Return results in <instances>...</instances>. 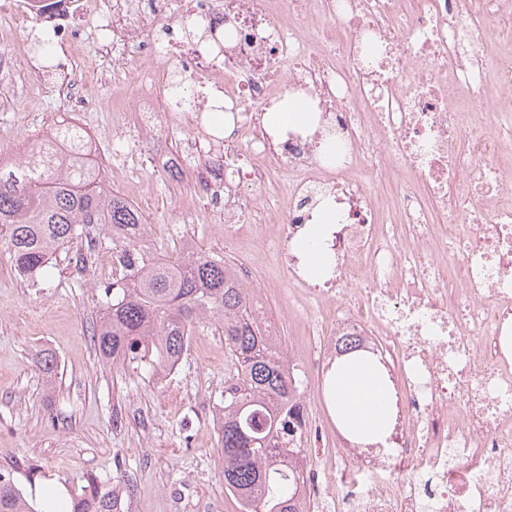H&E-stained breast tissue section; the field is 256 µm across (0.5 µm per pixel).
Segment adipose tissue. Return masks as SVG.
<instances>
[{"label": "adipose tissue", "instance_id": "obj_1", "mask_svg": "<svg viewBox=\"0 0 512 512\" xmlns=\"http://www.w3.org/2000/svg\"><path fill=\"white\" fill-rule=\"evenodd\" d=\"M313 107L305 95L287 93L266 113L265 128L279 138L291 133L308 135L317 121ZM336 227V205L324 201L290 243L307 280L320 283L332 276L336 259L326 242ZM325 389L330 411L346 436L364 446L386 445L393 421V394L377 360L360 353L342 357L329 370Z\"/></svg>", "mask_w": 512, "mask_h": 512}]
</instances>
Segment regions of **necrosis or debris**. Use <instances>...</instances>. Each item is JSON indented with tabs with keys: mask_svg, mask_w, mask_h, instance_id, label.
Masks as SVG:
<instances>
[{
	"mask_svg": "<svg viewBox=\"0 0 512 512\" xmlns=\"http://www.w3.org/2000/svg\"><path fill=\"white\" fill-rule=\"evenodd\" d=\"M139 6L0 0V73L13 67V31L33 26L72 61L76 32L116 68L147 53L151 87L126 103L136 123L120 150L89 133L87 72L67 78L80 153L101 179L147 157L181 172L223 206L229 232L287 164L295 183L277 215L280 266L299 289L296 314L316 311L328 333L304 371L323 374L337 339L353 336L397 376L390 447L337 440L321 471L309 472L307 496L329 512H512V359L499 345L512 329V205L496 204L512 194V170L498 162L512 145V54L489 49L475 20L483 9L512 39V0H153L162 28L205 26L196 40L167 43L120 27ZM175 72L183 100L168 119L194 136L171 157L151 99ZM210 84L234 114L230 139L214 133L199 98ZM285 89L316 101L320 117L308 137L278 142L262 118ZM331 137L344 152L329 162L318 150ZM325 198L340 216L336 269L313 285L288 245Z\"/></svg>",
	"mask_w": 512,
	"mask_h": 512,
	"instance_id": "necrosis-or-debris-1",
	"label": "necrosis or debris"
}]
</instances>
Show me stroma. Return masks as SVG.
<instances>
[{"label":"stroma","instance_id":"obj_1","mask_svg":"<svg viewBox=\"0 0 512 512\" xmlns=\"http://www.w3.org/2000/svg\"><path fill=\"white\" fill-rule=\"evenodd\" d=\"M81 66L91 68L96 133L104 148L124 134L114 112L143 82L151 62L133 55L114 72L94 41L80 47ZM37 65L18 57L11 71L12 95L0 102V156L23 159L68 110L58 87L64 75L37 79ZM106 188L135 191L148 203L149 231L157 251H177L174 231L192 215L203 252L236 259L256 276L266 313L277 320L282 346L293 360L302 336L318 341L316 317L296 319L290 308L297 292L265 244L250 237L252 217L235 238L224 236V211L196 195L193 185L172 173L141 164L135 175L118 169ZM62 250L40 286L14 272L0 245V471L10 476L36 508L46 492L67 503L96 478L122 491V512H240L220 475L221 448L213 427L230 366L224 339L198 327L177 368L156 375L139 360L103 363L92 331L98 286L112 277L102 252L84 273H76ZM58 359L57 375L45 382L36 368L41 351Z\"/></svg>","mask_w":512,"mask_h":512}]
</instances>
